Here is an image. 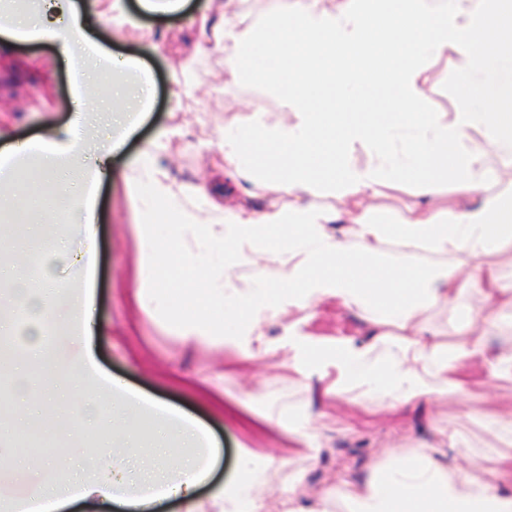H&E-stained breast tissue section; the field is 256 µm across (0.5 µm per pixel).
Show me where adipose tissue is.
Returning a JSON list of instances; mask_svg holds the SVG:
<instances>
[{
	"label": "adipose tissue",
	"mask_w": 512,
	"mask_h": 512,
	"mask_svg": "<svg viewBox=\"0 0 512 512\" xmlns=\"http://www.w3.org/2000/svg\"><path fill=\"white\" fill-rule=\"evenodd\" d=\"M124 14L95 0H34L32 10L0 15V42L48 40L73 72V96L88 103L98 71L140 70L139 60L105 54L91 34ZM219 42L231 71L273 90L285 113L272 123L259 116L224 130V173L286 188L291 204L255 212L245 200L225 203L215 224L187 225L172 211L159 180L144 188L152 202L137 237L135 299L143 310L165 309L189 338L227 335L258 338L273 317L322 303L354 311L368 324L370 342L339 338L293 343L292 367L302 378H326L328 394L358 407L381 401L396 409L432 397L480 398L486 376L512 377V352L488 353L476 328L491 308L512 329V283L489 263L492 253L512 251V0H269L253 21L226 16ZM463 52L460 84L465 108L448 117L424 110L427 64L448 49ZM80 118L49 138L0 154V181L24 186L47 169L85 158L80 194L72 206L44 210L27 235L59 259L74 287L45 274L33 289L27 264L0 272V360L15 365V390L26 394L28 367L40 372L39 393L54 403L75 396L76 422L105 420L103 449L81 476L53 481L34 476L27 490L0 512H153L180 499L183 512H224V492L200 502L196 488L211 471L205 431L174 416L158 402L132 401L119 379L102 375L86 348L93 305L86 286L96 263L95 187L121 143L93 147ZM482 139H475L474 131ZM368 160L358 163L357 152ZM502 160L489 164L490 156ZM414 180L423 206L397 224L366 210L331 212L310 203L320 183L367 197L385 183ZM508 191L485 195L488 180ZM470 198L458 211L436 208L446 181ZM166 234H157V226ZM75 227L76 241L61 240ZM220 258L201 264L187 236ZM264 263L249 287L234 271ZM465 299L460 339L431 337L420 315L426 308ZM22 303L25 328L5 308ZM56 327L57 348L41 338ZM399 339H391V330ZM456 433L447 446L397 452L353 490L326 487L311 511L512 512V448L494 466L473 462L451 468L449 452H462Z\"/></svg>",
	"instance_id": "1"
}]
</instances>
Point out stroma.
I'll return each mask as SVG.
<instances>
[{
    "label": "stroma",
    "instance_id": "35a3bbf8",
    "mask_svg": "<svg viewBox=\"0 0 512 512\" xmlns=\"http://www.w3.org/2000/svg\"><path fill=\"white\" fill-rule=\"evenodd\" d=\"M124 2L119 33L100 40L109 54L140 60L152 93L140 103L142 120L113 155L98 191L94 312L101 328L89 346L101 369L209 431L217 454L204 492L228 482L242 448L258 450L268 467L259 472L256 489L268 512H282L289 481L302 479L311 498L341 480L359 485L390 454L432 447L448 429L466 445L459 468L471 459L490 463L502 443L483 433L480 419L491 410L512 418V379H488L483 396L473 401L463 396L396 410L376 401L362 412L327 400L289 368L285 328L307 329L306 312L272 319L266 346L238 347L185 338L164 314L138 308L136 227L146 221L144 184L158 176L181 210L196 223H209L224 204L225 127L256 113L276 121L283 106L271 91L232 75L213 36L200 34V11L220 25L224 0H188L168 16L144 13L137 0ZM464 64L455 49L430 63L426 110L458 112ZM73 112L70 74L52 44H18L0 62V146L51 135ZM417 202L415 184L405 180L380 187L361 205L395 220ZM71 404L68 398L44 404L35 390L23 400L9 389L0 393V442H51L60 452L45 457L47 472L71 477V462L86 465L94 455L67 413ZM303 413L312 435L299 439L288 426Z\"/></svg>",
    "mask_w": 512,
    "mask_h": 512
}]
</instances>
